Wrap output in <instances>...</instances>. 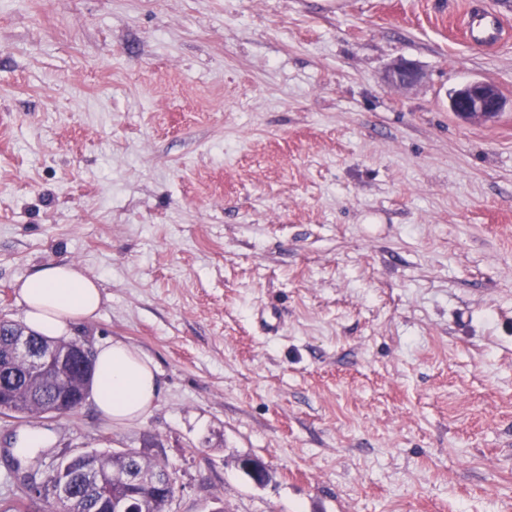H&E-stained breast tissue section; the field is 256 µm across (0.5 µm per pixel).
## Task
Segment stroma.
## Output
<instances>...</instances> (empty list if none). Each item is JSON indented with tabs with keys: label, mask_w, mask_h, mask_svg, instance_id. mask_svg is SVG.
<instances>
[{
	"label": "stroma",
	"mask_w": 512,
	"mask_h": 512,
	"mask_svg": "<svg viewBox=\"0 0 512 512\" xmlns=\"http://www.w3.org/2000/svg\"><path fill=\"white\" fill-rule=\"evenodd\" d=\"M468 6L497 47L453 37ZM468 81L497 118L449 112ZM51 263L104 292L71 338L161 394L0 419V500L106 444L168 459L169 512H512V0H7L0 321ZM423 78V73L418 68L403 60L393 63L385 74L386 84L401 93L415 90ZM504 107L505 101L497 86L485 81L466 82L448 98L449 112L471 123L492 120ZM89 379L87 383L92 389L96 409L116 426L136 422L149 413L161 390L155 363L123 341L112 340L97 348L95 376L93 372ZM88 387L85 385L82 389L78 407L79 387L64 407L68 410L81 408L88 398Z\"/></svg>",
	"instance_id": "35a3bbf8"
}]
</instances>
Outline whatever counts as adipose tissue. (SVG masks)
<instances>
[{
	"mask_svg": "<svg viewBox=\"0 0 512 512\" xmlns=\"http://www.w3.org/2000/svg\"><path fill=\"white\" fill-rule=\"evenodd\" d=\"M18 294L27 328L48 339L66 335L72 323L94 319L103 303L98 281L73 263L42 267L19 284ZM160 390L157 366L137 348L122 341L97 348L93 402L113 425L141 419Z\"/></svg>",
	"mask_w": 512,
	"mask_h": 512,
	"instance_id": "ef3b65f1",
	"label": "adipose tissue"
}]
</instances>
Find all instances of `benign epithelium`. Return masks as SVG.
I'll list each match as a JSON object with an SVG mask.
<instances>
[{"mask_svg":"<svg viewBox=\"0 0 512 512\" xmlns=\"http://www.w3.org/2000/svg\"><path fill=\"white\" fill-rule=\"evenodd\" d=\"M423 81V73L412 63L399 60L393 63L385 74V82L394 90L409 93ZM505 101L496 85L485 81L466 82L453 90L448 98V110L458 118L471 123H481L496 118L504 109ZM13 348L16 353L26 355L32 363V384H37L42 376L50 374L58 382L63 392L69 390L67 376L75 368L83 371L90 369L93 351L90 347L72 340H62L54 344L39 347L33 345L29 335L22 330L14 332ZM240 469L257 485L265 481L262 461L243 457L238 460ZM87 474L104 493L97 508L99 512H127L123 507L125 497L136 494L142 484L139 475L128 473L124 476L126 496H111L112 472L100 468H90ZM25 486L32 495L46 494L55 499L66 495L64 485L49 478L45 481L30 479Z\"/></svg>","mask_w":512,"mask_h":512,"instance_id":"7a95c632","label":"benign epithelium"}]
</instances>
